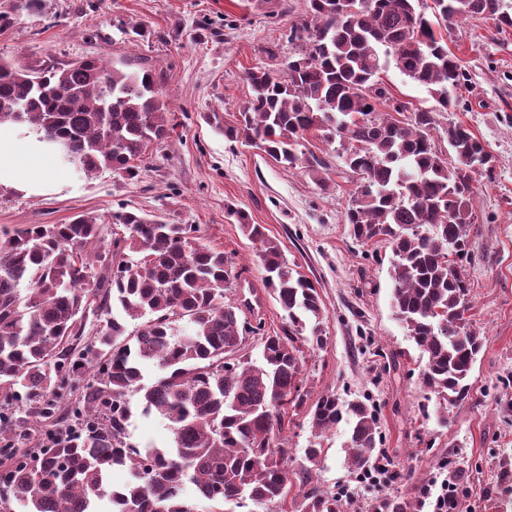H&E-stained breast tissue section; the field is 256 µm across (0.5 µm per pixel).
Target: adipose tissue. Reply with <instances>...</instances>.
Masks as SVG:
<instances>
[{"label":"adipose tissue","instance_id":"1","mask_svg":"<svg viewBox=\"0 0 512 512\" xmlns=\"http://www.w3.org/2000/svg\"><path fill=\"white\" fill-rule=\"evenodd\" d=\"M51 159L50 147L36 134L19 126L0 127V186L30 190L43 185L37 170Z\"/></svg>","mask_w":512,"mask_h":512}]
</instances>
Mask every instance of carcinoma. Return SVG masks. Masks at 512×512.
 I'll use <instances>...</instances> for the list:
<instances>
[{
    "label": "carcinoma",
    "mask_w": 512,
    "mask_h": 512,
    "mask_svg": "<svg viewBox=\"0 0 512 512\" xmlns=\"http://www.w3.org/2000/svg\"><path fill=\"white\" fill-rule=\"evenodd\" d=\"M419 7L420 0H308L307 19L289 30L300 50L287 70L247 72L252 94L241 119L225 125L215 113L211 121L230 142L260 141L323 191L330 184L319 173L330 162L299 150L300 139L316 131L337 144L356 184L345 221L356 243L390 244L392 308L425 357V398L446 420L468 396L484 344L466 317L465 264L472 173L489 156L462 124L444 131L450 157L432 140L435 111L456 106L465 81L442 27L479 17L512 28V12L504 0H434L431 19ZM390 59L436 109L393 116L406 106L391 102L378 80ZM158 78L155 67L135 60L121 69L90 56L33 69L0 59V124L28 127L86 175L132 177L133 161L171 132ZM237 216L260 244L265 286L281 311L279 334L241 319L249 304L225 301L240 273L224 251L200 241L195 224L135 209L112 215L108 241L91 214L0 227V512H197L199 501L224 512L230 502H286L293 473L283 430L288 411L307 397L298 342L322 347L321 297L262 225ZM89 315L106 324L89 330ZM127 316L140 321L132 336ZM144 362L163 371L149 386ZM134 397L143 413L167 422L170 446L131 440ZM309 415L302 512H348L346 499L312 483L326 453L321 438L349 424V469L357 476L378 461L376 413L332 393ZM115 466L131 474L117 491L105 483ZM188 484L192 500L184 496ZM376 508L414 512L405 498Z\"/></svg>",
    "instance_id": "carcinoma-1"
}]
</instances>
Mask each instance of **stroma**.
<instances>
[{"label":"stroma","instance_id":"obj_1","mask_svg":"<svg viewBox=\"0 0 512 512\" xmlns=\"http://www.w3.org/2000/svg\"><path fill=\"white\" fill-rule=\"evenodd\" d=\"M13 2L0 0V58L32 68L89 55L110 66L141 59L161 71L173 130L149 145L135 177L68 169L58 190L0 188V226L62 224L82 213L107 221L124 208L198 225L202 241L224 250L241 273L230 300H249L248 321L270 332L281 325L280 310L264 286L259 246L237 221L245 212L320 292L326 342L302 348L307 406L327 392L369 400L381 448L399 474L388 496L419 499L446 466L461 477L466 512H512V29L480 18L448 25V48L466 80L457 107L437 120L469 127L492 162L473 176L466 266L470 315L485 343L468 397L443 421L419 385L425 360L391 308L390 246H361L349 234L344 212L355 185L333 146L311 134L301 145L327 155L325 192L258 146L228 142L206 119L212 112L227 123L238 118L251 97L249 69L285 71L295 52L289 29L305 18L307 0H44L37 14L13 12ZM307 406L285 432L296 472L311 438ZM347 439L344 424L328 433L315 480L325 490L352 489L363 506L378 494L351 475Z\"/></svg>","mask_w":512,"mask_h":512}]
</instances>
